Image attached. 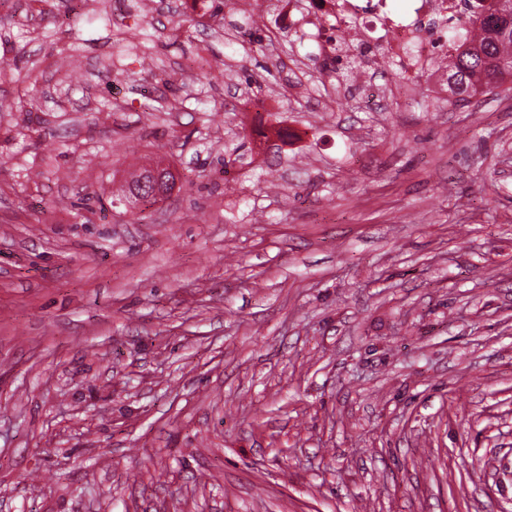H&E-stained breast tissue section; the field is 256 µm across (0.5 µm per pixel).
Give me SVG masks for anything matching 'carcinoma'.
<instances>
[{
    "instance_id": "carcinoma-1",
    "label": "carcinoma",
    "mask_w": 512,
    "mask_h": 512,
    "mask_svg": "<svg viewBox=\"0 0 512 512\" xmlns=\"http://www.w3.org/2000/svg\"><path fill=\"white\" fill-rule=\"evenodd\" d=\"M477 28L476 38L456 45L448 61V102L463 105L490 84H512V3L460 0Z\"/></svg>"
}]
</instances>
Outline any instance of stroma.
Instances as JSON below:
<instances>
[{"label":"stroma","instance_id":"obj_1","mask_svg":"<svg viewBox=\"0 0 512 512\" xmlns=\"http://www.w3.org/2000/svg\"><path fill=\"white\" fill-rule=\"evenodd\" d=\"M185 2L0 0V512H512V90Z\"/></svg>","mask_w":512,"mask_h":512}]
</instances>
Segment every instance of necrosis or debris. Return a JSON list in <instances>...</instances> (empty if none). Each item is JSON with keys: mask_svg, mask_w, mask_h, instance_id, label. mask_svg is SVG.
<instances>
[{"mask_svg": "<svg viewBox=\"0 0 512 512\" xmlns=\"http://www.w3.org/2000/svg\"><path fill=\"white\" fill-rule=\"evenodd\" d=\"M392 0H312L307 24L321 56L344 58L349 52L372 59L377 52L402 62L405 70L430 71L445 83L452 45L439 38L443 25L471 37L473 26L461 15L459 0H409L405 13H396Z\"/></svg>", "mask_w": 512, "mask_h": 512, "instance_id": "obj_1", "label": "necrosis or debris"}]
</instances>
